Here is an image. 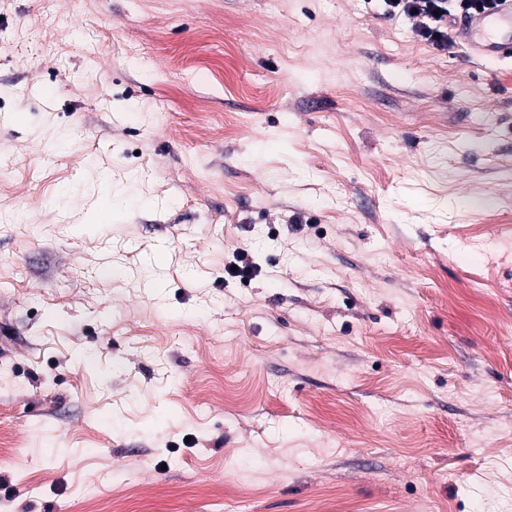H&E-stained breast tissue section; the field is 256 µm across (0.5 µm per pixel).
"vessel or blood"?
Wrapping results in <instances>:
<instances>
[{"label": "vessel or blood", "instance_id": "1", "mask_svg": "<svg viewBox=\"0 0 512 512\" xmlns=\"http://www.w3.org/2000/svg\"><path fill=\"white\" fill-rule=\"evenodd\" d=\"M463 35L466 43L480 55L512 58V0H505L495 12L468 20Z\"/></svg>", "mask_w": 512, "mask_h": 512}]
</instances>
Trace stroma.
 <instances>
[{"instance_id":"obj_1","label":"stroma","mask_w":512,"mask_h":512,"mask_svg":"<svg viewBox=\"0 0 512 512\" xmlns=\"http://www.w3.org/2000/svg\"><path fill=\"white\" fill-rule=\"evenodd\" d=\"M0 429V512H512V59L0 0Z\"/></svg>"}]
</instances>
